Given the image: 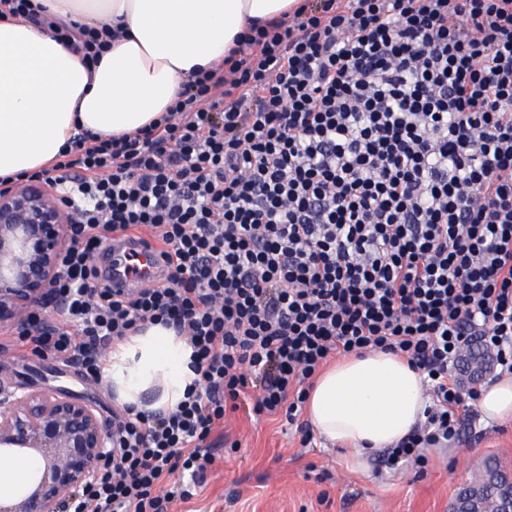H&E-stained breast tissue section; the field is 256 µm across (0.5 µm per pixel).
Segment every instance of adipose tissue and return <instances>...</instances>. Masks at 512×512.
Masks as SVG:
<instances>
[{"mask_svg": "<svg viewBox=\"0 0 512 512\" xmlns=\"http://www.w3.org/2000/svg\"><path fill=\"white\" fill-rule=\"evenodd\" d=\"M41 13L78 27L121 26L98 66L86 67L53 30L0 17V177L49 168L83 126L132 133L165 112L198 69L222 60L254 19L297 0H37ZM184 338L151 325L112 348L104 379L119 405L174 407L193 374ZM423 378L407 359L374 351L324 370L308 392L314 431L349 467L394 447L423 420ZM485 424L512 422V374L483 388Z\"/></svg>", "mask_w": 512, "mask_h": 512, "instance_id": "adipose-tissue-1", "label": "adipose tissue"}]
</instances>
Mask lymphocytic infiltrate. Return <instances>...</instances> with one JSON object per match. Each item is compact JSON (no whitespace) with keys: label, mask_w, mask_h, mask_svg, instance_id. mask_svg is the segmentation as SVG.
I'll list each match as a JSON object with an SVG mask.
<instances>
[{"label":"lymphocytic infiltrate","mask_w":512,"mask_h":512,"mask_svg":"<svg viewBox=\"0 0 512 512\" xmlns=\"http://www.w3.org/2000/svg\"><path fill=\"white\" fill-rule=\"evenodd\" d=\"M135 134L78 131L35 172L77 212L32 352L103 378L105 347L159 322L194 378L168 411L124 407L87 512H171L227 412L300 420L339 355L405 356L425 421L388 453L425 467L457 437L448 367L478 345L512 373V0H303L254 24ZM163 274L131 292L94 264L142 229Z\"/></svg>","instance_id":"1"}]
</instances>
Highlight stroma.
Returning <instances> with one entry per match:
<instances>
[{"mask_svg": "<svg viewBox=\"0 0 512 512\" xmlns=\"http://www.w3.org/2000/svg\"><path fill=\"white\" fill-rule=\"evenodd\" d=\"M6 337L0 332V359L9 362L16 385L66 390L110 421L121 414L111 389L85 377L77 364L7 345ZM212 442L215 462L182 512H448L460 482L486 457L512 469V423H462L443 458H429L422 471L390 468L380 454L368 458L366 472L351 471L321 439L301 447L285 418L258 419L243 409L227 417Z\"/></svg>", "mask_w": 512, "mask_h": 512, "instance_id": "1", "label": "stroma"}]
</instances>
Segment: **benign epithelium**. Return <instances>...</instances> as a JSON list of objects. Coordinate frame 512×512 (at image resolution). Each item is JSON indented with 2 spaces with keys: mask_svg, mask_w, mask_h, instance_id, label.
<instances>
[{
  "mask_svg": "<svg viewBox=\"0 0 512 512\" xmlns=\"http://www.w3.org/2000/svg\"><path fill=\"white\" fill-rule=\"evenodd\" d=\"M73 210L48 184L0 189V329L19 326L45 298ZM0 365V462L36 458L29 482L0 491V512H71L80 489L112 462V423L53 390H15Z\"/></svg>",
  "mask_w": 512,
  "mask_h": 512,
  "instance_id": "benign-epithelium-1",
  "label": "benign epithelium"
}]
</instances>
